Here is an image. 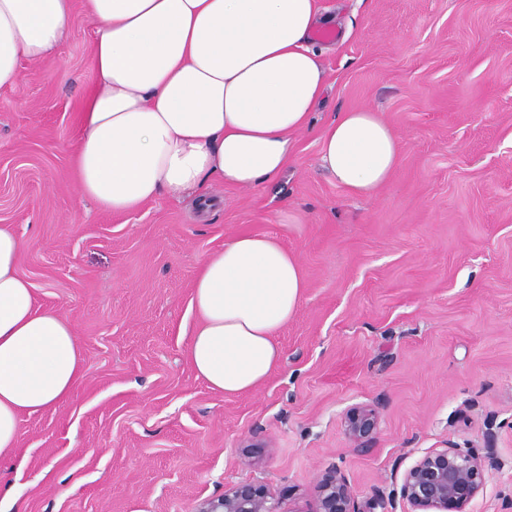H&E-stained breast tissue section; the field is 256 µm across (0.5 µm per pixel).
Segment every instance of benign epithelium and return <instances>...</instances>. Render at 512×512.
Here are the masks:
<instances>
[{"instance_id":"obj_1","label":"benign epithelium","mask_w":512,"mask_h":512,"mask_svg":"<svg viewBox=\"0 0 512 512\" xmlns=\"http://www.w3.org/2000/svg\"><path fill=\"white\" fill-rule=\"evenodd\" d=\"M347 434L361 447L377 426L376 413L354 407L346 414ZM483 464L472 450L451 443L423 455L405 474L401 496L411 512H466L482 489ZM392 502L377 493L365 506H355L343 478L326 479L319 490L315 512H390ZM196 512H279L260 485L243 482L224 490V495L199 504Z\"/></svg>"}]
</instances>
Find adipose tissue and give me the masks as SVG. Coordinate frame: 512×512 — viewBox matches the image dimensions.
I'll return each instance as SVG.
<instances>
[{
    "mask_svg": "<svg viewBox=\"0 0 512 512\" xmlns=\"http://www.w3.org/2000/svg\"><path fill=\"white\" fill-rule=\"evenodd\" d=\"M94 23V88L78 115L81 198L125 213L165 194L203 211L213 179L252 189L277 181L312 122L324 69L310 38L330 24L319 0H84ZM71 0H0V88L19 63H40L72 29ZM321 161L370 198L394 173L399 138L370 109L342 113L319 135ZM23 240L0 225V456L23 415L67 400L83 378L81 346L57 312L39 309L17 271ZM306 289L277 237L245 234L201 261L188 356L227 395L255 390L281 361L277 333Z\"/></svg>",
    "mask_w": 512,
    "mask_h": 512,
    "instance_id": "ef3b65f1",
    "label": "adipose tissue"
}]
</instances>
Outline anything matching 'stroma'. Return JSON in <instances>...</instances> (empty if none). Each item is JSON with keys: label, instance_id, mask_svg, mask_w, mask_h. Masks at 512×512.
Returning a JSON list of instances; mask_svg holds the SVG:
<instances>
[{"label": "stroma", "instance_id": "obj_1", "mask_svg": "<svg viewBox=\"0 0 512 512\" xmlns=\"http://www.w3.org/2000/svg\"><path fill=\"white\" fill-rule=\"evenodd\" d=\"M336 41L312 40L326 73L312 130L287 169L253 190L214 183L198 216L166 196L112 214L78 195L80 104L96 81L93 23L49 63L22 61L0 89V224L26 243L36 304L74 328L84 377L24 416L0 458V512H196L255 482L280 512H314L346 479L365 503L394 494L427 451L484 461L467 512L512 494V0H320ZM369 108L400 139L370 199L320 164L318 131ZM276 236L307 288L278 334L282 360L254 391L197 378L188 348L200 262L238 235ZM375 410L364 447L345 427Z\"/></svg>", "mask_w": 512, "mask_h": 512}]
</instances>
